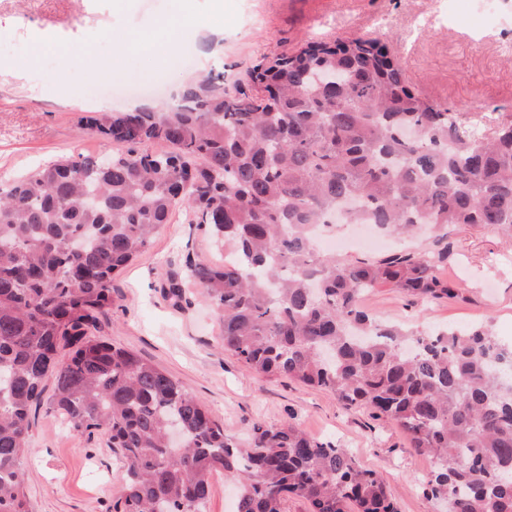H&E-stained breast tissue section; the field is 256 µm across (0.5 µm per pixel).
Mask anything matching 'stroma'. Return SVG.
Instances as JSON below:
<instances>
[{
	"instance_id": "stroma-1",
	"label": "stroma",
	"mask_w": 512,
	"mask_h": 512,
	"mask_svg": "<svg viewBox=\"0 0 512 512\" xmlns=\"http://www.w3.org/2000/svg\"><path fill=\"white\" fill-rule=\"evenodd\" d=\"M480 0H189L190 18H208L186 40L196 66L180 71L152 95L93 97L104 80L96 72H62L55 54L32 43L28 25L76 44L98 22L115 32L149 26L173 9L172 0H0V183L35 173L79 154L105 155L116 146L86 130L96 112H127L132 105L160 106L183 85L209 73L245 77L263 58L306 41L367 34L398 56L409 82L444 106L473 116L512 114V4L493 22L469 20ZM101 68L121 59L123 81L168 65L151 52L117 57L109 43L96 47ZM443 276L466 292L464 302H425L390 288L366 295L363 307L379 320L406 329L490 325L512 343V242L492 229L460 225L451 231ZM226 249L206 225L187 223L174 210L151 245L112 282V304L90 336L121 346L172 375L236 438L254 423L297 424L307 434L349 449L361 466L376 471L394 494L399 512H439L417 485L434 464L409 448L391 423L363 409H344L332 393L289 379L250 373L223 346L224 326L215 307L188 277L187 260L220 263ZM183 280L185 302L165 299L169 278ZM53 378L31 410L25 467L34 512H114L125 467L106 433L73 430L52 405Z\"/></svg>"
}]
</instances>
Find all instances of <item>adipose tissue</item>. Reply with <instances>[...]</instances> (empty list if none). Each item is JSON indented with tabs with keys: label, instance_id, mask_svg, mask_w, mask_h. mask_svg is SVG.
I'll return each mask as SVG.
<instances>
[{
	"label": "adipose tissue",
	"instance_id": "adipose-tissue-1",
	"mask_svg": "<svg viewBox=\"0 0 512 512\" xmlns=\"http://www.w3.org/2000/svg\"><path fill=\"white\" fill-rule=\"evenodd\" d=\"M196 33L193 23L180 14H172L164 18L156 27L149 29H132L121 36H113L111 26L105 25L95 31L93 40L78 44L75 49H65L58 36L47 30L30 29L28 36L31 41L41 46L55 49L58 65L67 71H83L90 67L95 43L99 40L115 39L123 53L131 54L139 51L167 50L173 48L176 39H189Z\"/></svg>",
	"mask_w": 512,
	"mask_h": 512
}]
</instances>
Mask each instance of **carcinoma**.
<instances>
[{"label": "carcinoma", "instance_id": "1", "mask_svg": "<svg viewBox=\"0 0 512 512\" xmlns=\"http://www.w3.org/2000/svg\"><path fill=\"white\" fill-rule=\"evenodd\" d=\"M459 121L413 90L379 40L337 37L244 81L188 83L159 109L100 112L87 129L125 151L0 185V512H30V410L49 372L71 427L108 432L122 453L116 512H204L220 471L238 485L235 512H283L288 497L309 512H398L348 449L289 423L256 422L240 445L170 374L88 337L113 275L177 206L231 246L222 264L187 260L224 324V351L397 425L434 461L422 493L443 512H512V344L484 325L409 331L361 303L373 288L465 298L439 273L452 226L512 240V116L480 137ZM151 141L168 150L138 149ZM347 202L390 234L431 225L432 247L319 251L317 229ZM62 344L72 351L58 363Z\"/></svg>", "mask_w": 512, "mask_h": 512}]
</instances>
